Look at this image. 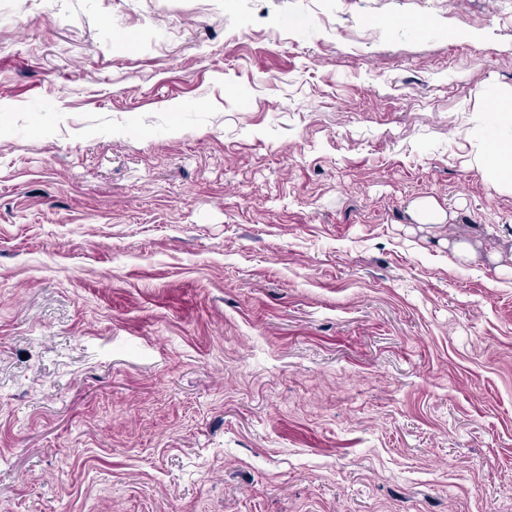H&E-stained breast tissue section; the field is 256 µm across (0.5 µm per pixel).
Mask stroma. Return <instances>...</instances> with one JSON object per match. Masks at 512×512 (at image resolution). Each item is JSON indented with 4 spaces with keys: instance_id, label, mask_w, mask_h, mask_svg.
<instances>
[{
    "instance_id": "35a3bbf8",
    "label": "stroma",
    "mask_w": 512,
    "mask_h": 512,
    "mask_svg": "<svg viewBox=\"0 0 512 512\" xmlns=\"http://www.w3.org/2000/svg\"><path fill=\"white\" fill-rule=\"evenodd\" d=\"M509 96L512 0H0V512H512ZM492 158L500 176L512 179V143H495L492 148ZM411 216L417 224H434L443 227L447 219L446 211L432 198H419L411 204Z\"/></svg>"
}]
</instances>
